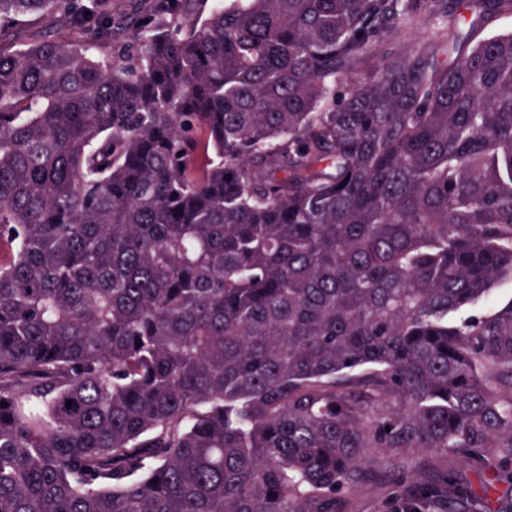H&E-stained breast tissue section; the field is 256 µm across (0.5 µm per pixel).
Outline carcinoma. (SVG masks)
<instances>
[{
  "instance_id": "1",
  "label": "carcinoma",
  "mask_w": 512,
  "mask_h": 512,
  "mask_svg": "<svg viewBox=\"0 0 512 512\" xmlns=\"http://www.w3.org/2000/svg\"><path fill=\"white\" fill-rule=\"evenodd\" d=\"M139 2L0 0V512L512 486V0ZM448 473L456 475L458 484L468 492L470 500L472 499L474 505H479L477 508L470 507L466 499L459 500L456 511L512 512V487L495 480L494 466L487 464L479 469H462L457 460L450 455L448 456ZM488 481L495 482L499 490L496 498L490 501V505L485 500H479L482 498L480 496L482 488ZM399 460L388 456L383 463L375 467L368 478L354 487L347 495V512H379L383 502L391 492L394 479L398 474Z\"/></svg>"
}]
</instances>
